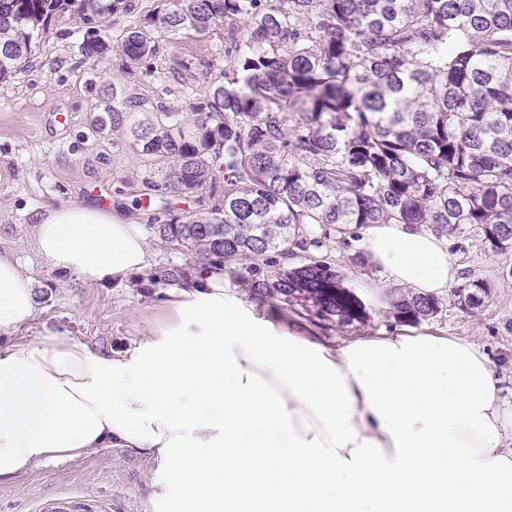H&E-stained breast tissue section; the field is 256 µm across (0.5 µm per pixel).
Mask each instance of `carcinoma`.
I'll list each match as a JSON object with an SVG mask.
<instances>
[{
    "label": "carcinoma",
    "instance_id": "cac0c4a2",
    "mask_svg": "<svg viewBox=\"0 0 512 512\" xmlns=\"http://www.w3.org/2000/svg\"><path fill=\"white\" fill-rule=\"evenodd\" d=\"M128 0H0V80L29 62L42 27L67 12L85 25ZM224 31V83L185 86L193 129L164 102L120 99L91 132H121L141 155L169 161L158 194H196L202 213L150 218L170 249L229 270L254 298L317 307L323 320L362 323L327 242L367 224H419L439 236L467 225L492 254L512 250V0H160L112 43L88 37L86 59L123 57L130 70L158 39ZM223 180H218L219 174ZM301 258L288 267L283 258ZM181 266L151 276L177 285ZM490 285L455 290L484 304ZM393 317H435L441 302L406 290Z\"/></svg>",
    "mask_w": 512,
    "mask_h": 512
}]
</instances>
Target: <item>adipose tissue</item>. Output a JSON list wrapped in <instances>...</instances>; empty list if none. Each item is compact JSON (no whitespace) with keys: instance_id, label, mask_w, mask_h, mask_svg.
Listing matches in <instances>:
<instances>
[{"instance_id":"ef3b65f1","label":"adipose tissue","mask_w":512,"mask_h":512,"mask_svg":"<svg viewBox=\"0 0 512 512\" xmlns=\"http://www.w3.org/2000/svg\"><path fill=\"white\" fill-rule=\"evenodd\" d=\"M38 245L89 285L144 274V225L93 205L49 206ZM387 285L445 293L448 241L371 224L353 243ZM36 292L0 253V333L36 317ZM498 380L474 344L424 329L331 346L258 313L207 266L125 351L65 332L0 350V482L100 448L156 464L170 512H512Z\"/></svg>"}]
</instances>
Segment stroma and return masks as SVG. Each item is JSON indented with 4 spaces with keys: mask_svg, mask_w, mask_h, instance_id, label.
<instances>
[{
    "mask_svg": "<svg viewBox=\"0 0 512 512\" xmlns=\"http://www.w3.org/2000/svg\"><path fill=\"white\" fill-rule=\"evenodd\" d=\"M85 33L76 18H52L25 70L0 82V252L15 256L37 292L35 320L19 333L1 334L0 348L64 330L92 349L121 351L145 336L163 314L169 287L151 283L148 275L94 286L52 269L38 249L35 215L47 204L114 207L142 224L158 214L161 203L151 198L143 173L148 168L163 173L166 160L142 159L120 133L91 136L90 121L112 84L145 103L163 101L183 110L185 122H192L181 94L184 78L172 71L171 58L211 63L206 77L196 78L198 87L222 81L224 36L190 32L160 39L159 54L129 73L114 56L102 64L84 59L79 47ZM449 244L458 267L457 287L478 277L490 284V295L480 308L465 309L453 294H445L442 312L423 326L466 339L485 354L499 379L504 445L512 448V252L485 253L474 227L450 237ZM262 305L295 321L300 331L334 344L403 327L384 302L368 305L366 323L347 326L320 320L295 301L275 297ZM154 470L150 458L113 447L85 458L42 463L0 484V512H38L41 500L58 493L81 505L100 502L105 512H160L152 499Z\"/></svg>",
    "mask_w": 512,
    "mask_h": 512,
    "instance_id": "obj_1",
    "label": "stroma"
}]
</instances>
